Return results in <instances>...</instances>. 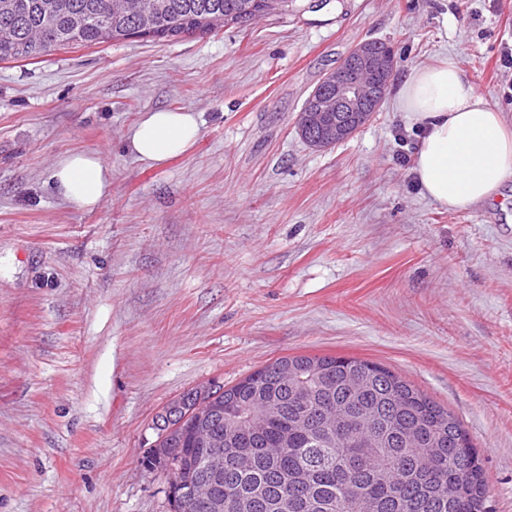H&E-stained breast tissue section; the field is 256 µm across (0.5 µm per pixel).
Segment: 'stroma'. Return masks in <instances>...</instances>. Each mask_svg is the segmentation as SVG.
I'll return each instance as SVG.
<instances>
[{"label": "stroma", "instance_id": "35a3bbf8", "mask_svg": "<svg viewBox=\"0 0 512 512\" xmlns=\"http://www.w3.org/2000/svg\"><path fill=\"white\" fill-rule=\"evenodd\" d=\"M248 28L133 38L0 62V512H172L142 465L167 403L299 355L383 364L454 413L489 512H512V181L469 210L430 203L415 130L385 97L310 148L294 121L365 39L395 79L454 56L512 121V0H298ZM197 113L147 165L148 113ZM99 154L88 211L52 187ZM199 133L194 112H151L131 131L128 149L142 162L161 163L184 153L195 143ZM57 195L82 209L97 207L112 186V170L96 153H69L61 157L52 174Z\"/></svg>", "mask_w": 512, "mask_h": 512}]
</instances>
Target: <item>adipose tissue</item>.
I'll return each mask as SVG.
<instances>
[{
	"instance_id": "1",
	"label": "adipose tissue",
	"mask_w": 512,
	"mask_h": 512,
	"mask_svg": "<svg viewBox=\"0 0 512 512\" xmlns=\"http://www.w3.org/2000/svg\"><path fill=\"white\" fill-rule=\"evenodd\" d=\"M399 112L421 133L413 173L438 207L467 210L493 202L512 179V123L491 106L453 57L413 67L394 89ZM190 111H157L135 126L128 149L161 163L197 140ZM57 195L82 209L97 207L112 186V170L95 153H69L52 174Z\"/></svg>"
}]
</instances>
